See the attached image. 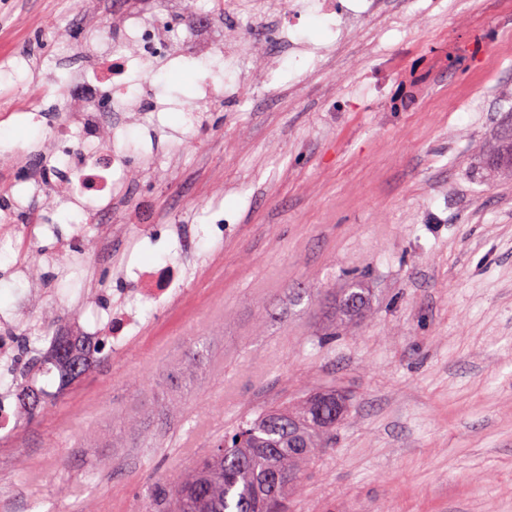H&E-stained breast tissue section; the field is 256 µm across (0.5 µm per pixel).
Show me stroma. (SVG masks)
Returning <instances> with one entry per match:
<instances>
[{
  "label": "stroma",
  "instance_id": "35a3bbf8",
  "mask_svg": "<svg viewBox=\"0 0 512 512\" xmlns=\"http://www.w3.org/2000/svg\"><path fill=\"white\" fill-rule=\"evenodd\" d=\"M296 2L288 37L308 52L249 44L257 63L223 73L221 102L198 87L219 59L153 64L164 110L118 132L136 166L114 175L111 213L33 197L53 224L37 255L75 223L121 225L107 251L35 278L0 245V313L36 295L23 333L106 318L166 261L183 264L186 300L171 314L142 303L135 339L76 383L39 376L59 396L0 443V512H141L147 485L175 481L242 416L330 391L347 410L290 512H512V179L482 167L512 115V32L481 78L439 75L417 109L386 112L372 52L405 36L428 56L453 16L419 0L400 31L385 0L340 48L336 16ZM116 18L108 0H0V113L48 61L66 80L94 66L88 22ZM462 87L489 92L488 110L467 111ZM16 152L23 170L67 167L42 127H0V156ZM354 279L368 313L345 324L331 297Z\"/></svg>",
  "mask_w": 512,
  "mask_h": 512
}]
</instances>
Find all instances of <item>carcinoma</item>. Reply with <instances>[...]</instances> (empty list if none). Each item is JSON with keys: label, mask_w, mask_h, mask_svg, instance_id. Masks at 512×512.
I'll return each instance as SVG.
<instances>
[{"label": "carcinoma", "mask_w": 512, "mask_h": 512, "mask_svg": "<svg viewBox=\"0 0 512 512\" xmlns=\"http://www.w3.org/2000/svg\"><path fill=\"white\" fill-rule=\"evenodd\" d=\"M485 165L512 173V126L502 128ZM343 314L347 306L362 312L366 292L354 284L334 297ZM109 337L95 339L59 336L49 352L33 348L29 340L15 337L18 351L16 379L22 403V422L44 409L53 394L36 387L39 375L59 370V388L87 374L104 354ZM316 395L300 408L269 407L254 419H243L215 449L199 458L174 484L147 488L146 512H282L288 496L302 483L308 464L325 448L327 433L336 428L333 407L321 414L313 409Z\"/></svg>", "instance_id": "carcinoma-1"}]
</instances>
